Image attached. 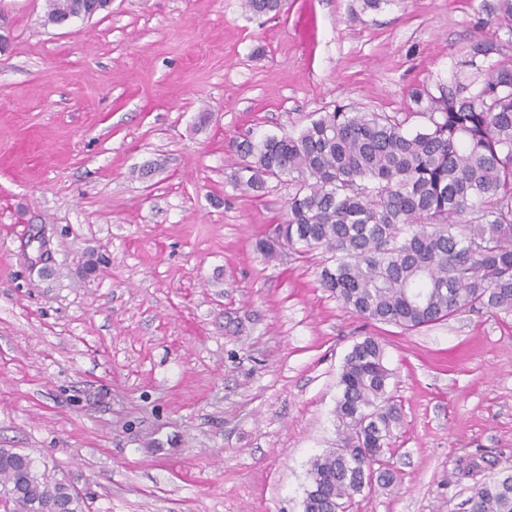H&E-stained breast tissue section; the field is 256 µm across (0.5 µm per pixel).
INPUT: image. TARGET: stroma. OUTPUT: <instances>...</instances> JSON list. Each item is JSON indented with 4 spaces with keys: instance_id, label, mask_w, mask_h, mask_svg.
I'll return each mask as SVG.
<instances>
[{
    "instance_id": "1",
    "label": "stroma",
    "mask_w": 512,
    "mask_h": 512,
    "mask_svg": "<svg viewBox=\"0 0 512 512\" xmlns=\"http://www.w3.org/2000/svg\"><path fill=\"white\" fill-rule=\"evenodd\" d=\"M496 4L112 0L53 26L45 0H0V448L86 512H303L343 359L370 334L402 409L397 480L352 512H466L512 465V317L364 323L321 287V252L256 251L288 191L236 190L227 149L338 104L473 92L512 60ZM476 452L489 467L460 474Z\"/></svg>"
}]
</instances>
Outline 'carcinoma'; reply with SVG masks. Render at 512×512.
I'll return each mask as SVG.
<instances>
[{
	"mask_svg": "<svg viewBox=\"0 0 512 512\" xmlns=\"http://www.w3.org/2000/svg\"><path fill=\"white\" fill-rule=\"evenodd\" d=\"M95 0H47L45 23L93 12ZM254 16L281 0H242ZM411 91L407 112L337 107L298 134H263L229 144L234 187H292L280 224L256 242L269 259L283 248L321 249L319 282L344 309L413 331L468 311L512 315V61L485 70L464 96L438 85ZM413 117L425 119L410 129ZM376 336L344 357L336 400L337 447L314 457L303 512H346L376 481L392 485L386 452L401 420L391 370ZM4 512H50L82 496L51 481L34 458L0 448ZM468 512H512V466L478 485Z\"/></svg>",
	"mask_w": 512,
	"mask_h": 512,
	"instance_id": "1",
	"label": "carcinoma"
}]
</instances>
